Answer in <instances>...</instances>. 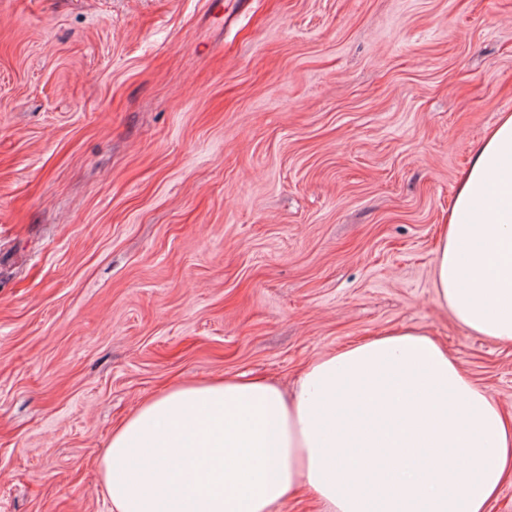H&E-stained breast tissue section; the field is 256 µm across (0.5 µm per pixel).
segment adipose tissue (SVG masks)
I'll use <instances>...</instances> for the list:
<instances>
[{"label": "adipose tissue", "instance_id": "obj_1", "mask_svg": "<svg viewBox=\"0 0 512 512\" xmlns=\"http://www.w3.org/2000/svg\"><path fill=\"white\" fill-rule=\"evenodd\" d=\"M466 331L512 343V113L464 171L433 270ZM112 512H489L512 422L447 348L405 327L313 361L292 388L245 375L151 398L100 462Z\"/></svg>", "mask_w": 512, "mask_h": 512}]
</instances>
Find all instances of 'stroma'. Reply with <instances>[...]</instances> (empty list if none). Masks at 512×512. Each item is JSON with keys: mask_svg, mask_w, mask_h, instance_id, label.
I'll return each instance as SVG.
<instances>
[{"mask_svg": "<svg viewBox=\"0 0 512 512\" xmlns=\"http://www.w3.org/2000/svg\"><path fill=\"white\" fill-rule=\"evenodd\" d=\"M512 113V0H0V512H112V429L415 326L512 419V345L435 301Z\"/></svg>", "mask_w": 512, "mask_h": 512, "instance_id": "35a3bbf8", "label": "stroma"}]
</instances>
